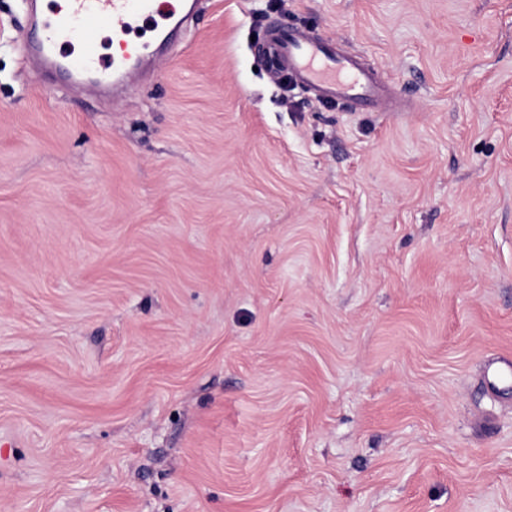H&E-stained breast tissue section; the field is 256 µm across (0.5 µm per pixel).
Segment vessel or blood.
Returning a JSON list of instances; mask_svg holds the SVG:
<instances>
[{
  "label": "vessel or blood",
  "mask_w": 512,
  "mask_h": 512,
  "mask_svg": "<svg viewBox=\"0 0 512 512\" xmlns=\"http://www.w3.org/2000/svg\"><path fill=\"white\" fill-rule=\"evenodd\" d=\"M161 4L162 0H69L63 13L47 15L35 11L37 37L31 50L44 65L68 81L120 82L140 61L141 49L133 47L110 64H101L96 32L110 28L126 34L139 19L154 15L158 18L155 30L160 42H168L190 13L194 0H180L179 9L169 11L162 10ZM76 30L83 33L84 40L81 54L73 58L60 46ZM259 56L271 75H289L300 89L323 102L346 105L354 112L368 111L387 96L373 74L363 69L355 57L297 27H271Z\"/></svg>",
  "instance_id": "b4317fda"
}]
</instances>
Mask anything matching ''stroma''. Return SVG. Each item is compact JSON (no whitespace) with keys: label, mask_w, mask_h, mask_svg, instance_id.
<instances>
[{"label":"stroma","mask_w":512,"mask_h":512,"mask_svg":"<svg viewBox=\"0 0 512 512\" xmlns=\"http://www.w3.org/2000/svg\"><path fill=\"white\" fill-rule=\"evenodd\" d=\"M405 104L272 78L270 22ZM0 0V512H512V0H202L128 88Z\"/></svg>","instance_id":"stroma-1"}]
</instances>
